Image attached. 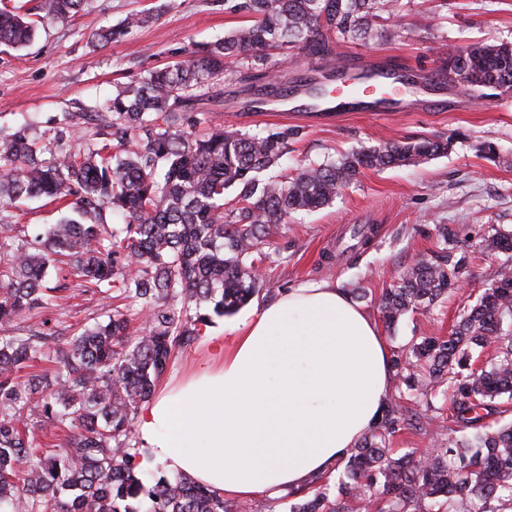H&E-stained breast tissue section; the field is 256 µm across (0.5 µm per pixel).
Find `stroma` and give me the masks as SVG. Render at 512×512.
<instances>
[{"label": "stroma", "instance_id": "1", "mask_svg": "<svg viewBox=\"0 0 512 512\" xmlns=\"http://www.w3.org/2000/svg\"><path fill=\"white\" fill-rule=\"evenodd\" d=\"M140 12L152 13L153 21L119 41L93 42V33ZM243 21L229 0H87L67 22L41 28L30 46H0V124L33 118L40 130L50 129L62 113L110 99L118 86L152 67L186 59L193 45L220 40ZM502 42L512 43V0H399L396 17L379 21L373 39H333L322 59L336 69L350 70L365 56L390 57L431 80L429 92L404 112H348L321 123L304 122L292 112L259 117L240 106L253 90L268 86L267 78L234 64L214 82L201 109L226 130H295L275 169L284 177L360 147L413 137L451 141L447 153L433 159L364 171L332 205L289 218L264 268L269 290L261 301L306 280H326L359 289L360 304L378 316L379 297L408 266L421 257L436 259V228L445 224L464 238L472 256L462 287L430 311L407 314L385 337L396 349L423 336L447 335L459 309L486 288L505 259L487 250L485 240L496 230H512V92L479 96L435 77L448 48ZM317 59L306 50L279 49L266 70L293 83ZM358 228L368 229V239L354 237ZM68 294L63 307L40 310V319L60 332L101 320L106 300L76 288ZM458 434L447 409L440 408L425 428H401L391 446L400 454L418 452Z\"/></svg>", "mask_w": 512, "mask_h": 512}]
</instances>
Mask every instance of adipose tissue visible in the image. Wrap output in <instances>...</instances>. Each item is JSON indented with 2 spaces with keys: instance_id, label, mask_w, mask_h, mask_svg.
<instances>
[{
  "instance_id": "adipose-tissue-1",
  "label": "adipose tissue",
  "mask_w": 512,
  "mask_h": 512,
  "mask_svg": "<svg viewBox=\"0 0 512 512\" xmlns=\"http://www.w3.org/2000/svg\"><path fill=\"white\" fill-rule=\"evenodd\" d=\"M212 356L141 408L142 448L235 500L275 498L332 474L378 423L390 346L341 288L309 282L256 303Z\"/></svg>"
}]
</instances>
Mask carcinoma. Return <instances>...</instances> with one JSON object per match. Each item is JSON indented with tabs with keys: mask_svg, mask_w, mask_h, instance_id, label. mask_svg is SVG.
Segmentation results:
<instances>
[{
	"mask_svg": "<svg viewBox=\"0 0 512 512\" xmlns=\"http://www.w3.org/2000/svg\"><path fill=\"white\" fill-rule=\"evenodd\" d=\"M396 0H234L247 23L224 39L191 49L188 59L150 69L87 112H64L42 134L33 123L0 127V512H248L252 504L182 476L170 480L140 468L134 420L171 360L190 348L212 317L236 313L267 286L257 275L272 258L273 237L288 217L331 204L366 169L400 167L441 155L449 141L419 138L362 148L310 166L288 180L265 179L294 132L266 135L206 129L199 91L238 63L261 71L276 48L330 50L336 33L372 38ZM84 0H40L35 15L65 22ZM98 32L110 42L129 26ZM36 21L23 6L0 8V44L22 48ZM448 80L477 92L512 83V44L453 48ZM83 134L85 150L70 140ZM49 159H43V155ZM234 190L231 200L225 199ZM45 197L74 209L42 233L15 223L12 204ZM124 219L112 229V216ZM439 260L419 259L383 292L387 328L410 312L428 311L464 279L470 256L437 227ZM508 254L474 303L459 310L446 337L425 336L398 348L394 372L425 409L448 402V417L470 435L437 443L430 461L392 454L408 417L402 396L390 398L381 422L348 450L338 476L268 500L267 512H512V423L487 418L495 400H512V231L486 240ZM70 267L76 287L105 299L132 298L142 326L130 329L115 307L107 319L61 340L31 319L68 284L48 286L50 272ZM496 354L479 361L489 345ZM63 433L43 450L26 434Z\"/></svg>",
	"mask_w": 512,
	"mask_h": 512,
	"instance_id": "1",
	"label": "carcinoma"
}]
</instances>
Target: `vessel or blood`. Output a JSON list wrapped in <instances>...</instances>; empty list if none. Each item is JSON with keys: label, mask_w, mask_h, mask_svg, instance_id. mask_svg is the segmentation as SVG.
I'll return each mask as SVG.
<instances>
[{"label": "vessel or blood", "mask_w": 512, "mask_h": 512, "mask_svg": "<svg viewBox=\"0 0 512 512\" xmlns=\"http://www.w3.org/2000/svg\"><path fill=\"white\" fill-rule=\"evenodd\" d=\"M370 79L338 84L328 70L319 71L311 82L291 88L285 97H260L253 104L257 112H284L289 105L303 107L313 118H331L341 112L391 111L405 88L406 81L394 64L369 62Z\"/></svg>", "instance_id": "b4317fda"}]
</instances>
